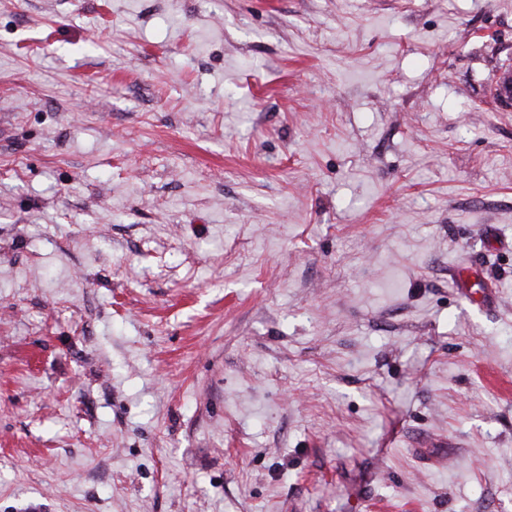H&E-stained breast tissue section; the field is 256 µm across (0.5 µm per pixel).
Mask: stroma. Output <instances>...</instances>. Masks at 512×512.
<instances>
[{"label": "stroma", "mask_w": 512, "mask_h": 512, "mask_svg": "<svg viewBox=\"0 0 512 512\" xmlns=\"http://www.w3.org/2000/svg\"><path fill=\"white\" fill-rule=\"evenodd\" d=\"M503 66L512 0H0V512H512Z\"/></svg>", "instance_id": "stroma-1"}]
</instances>
